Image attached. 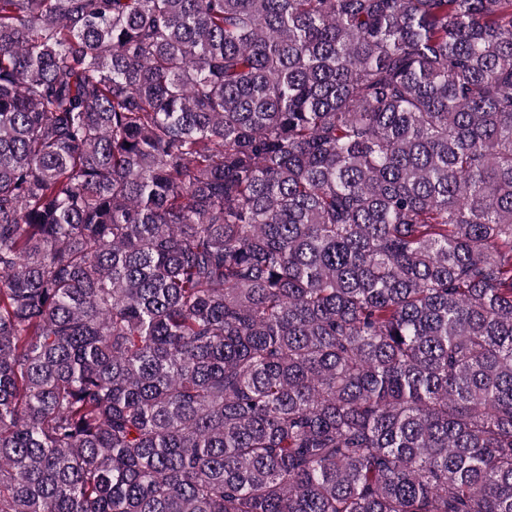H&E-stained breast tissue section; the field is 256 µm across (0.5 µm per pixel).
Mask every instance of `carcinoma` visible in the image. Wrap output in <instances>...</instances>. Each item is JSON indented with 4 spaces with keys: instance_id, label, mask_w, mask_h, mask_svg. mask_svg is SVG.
Wrapping results in <instances>:
<instances>
[{
    "instance_id": "cac0c4a2",
    "label": "carcinoma",
    "mask_w": 512,
    "mask_h": 512,
    "mask_svg": "<svg viewBox=\"0 0 512 512\" xmlns=\"http://www.w3.org/2000/svg\"><path fill=\"white\" fill-rule=\"evenodd\" d=\"M0 512H512V0H0Z\"/></svg>"
}]
</instances>
